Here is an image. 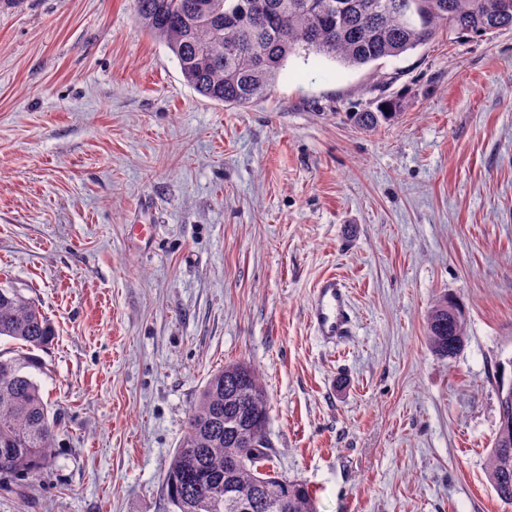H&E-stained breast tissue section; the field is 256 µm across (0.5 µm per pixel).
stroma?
I'll return each instance as SVG.
<instances>
[{
	"label": "stroma",
	"instance_id": "obj_1",
	"mask_svg": "<svg viewBox=\"0 0 512 512\" xmlns=\"http://www.w3.org/2000/svg\"><path fill=\"white\" fill-rule=\"evenodd\" d=\"M384 97L394 122L348 120ZM329 274L353 316L334 344L307 314ZM1 278L55 326L57 425L0 512H168L190 407L234 361L318 512H512L486 469L512 360V29L355 69L293 56L230 108L132 0H0ZM443 297L466 316L451 360L424 338Z\"/></svg>",
	"mask_w": 512,
	"mask_h": 512
}]
</instances>
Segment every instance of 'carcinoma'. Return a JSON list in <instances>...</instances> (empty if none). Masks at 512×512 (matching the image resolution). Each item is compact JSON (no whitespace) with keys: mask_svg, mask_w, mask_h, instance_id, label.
I'll return each instance as SVG.
<instances>
[{"mask_svg":"<svg viewBox=\"0 0 512 512\" xmlns=\"http://www.w3.org/2000/svg\"><path fill=\"white\" fill-rule=\"evenodd\" d=\"M394 0H133L145 31L178 61L184 81L201 96L245 107L269 94L289 57L314 53L344 67L398 57L446 28L484 35L512 29L506 0H411L414 15ZM398 104L383 99L375 112L351 115L373 130L393 121ZM24 344L0 351V477L35 476L50 458L55 421L36 375L35 351L55 338L35 299L0 282V338ZM425 341L452 360L464 347L466 320L444 297L427 312ZM500 425L487 463L497 497L512 504V404L500 406ZM268 401L259 373L235 362L212 373L194 402L164 478L171 512H224L226 492L247 512H317L309 489L270 467L266 453ZM234 457L244 458L227 469Z\"/></svg>","mask_w":512,"mask_h":512,"instance_id":"obj_1","label":"carcinoma"}]
</instances>
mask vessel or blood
Listing matches in <instances>:
<instances>
[{"label":"vessel or blood","mask_w":512,"mask_h":512,"mask_svg":"<svg viewBox=\"0 0 512 512\" xmlns=\"http://www.w3.org/2000/svg\"><path fill=\"white\" fill-rule=\"evenodd\" d=\"M308 315L318 336L333 343L351 332V305L347 288L336 277L323 278L314 289Z\"/></svg>","instance_id":"b4317fda"}]
</instances>
